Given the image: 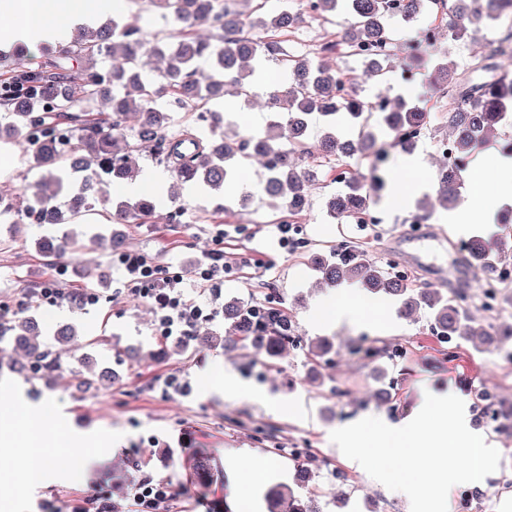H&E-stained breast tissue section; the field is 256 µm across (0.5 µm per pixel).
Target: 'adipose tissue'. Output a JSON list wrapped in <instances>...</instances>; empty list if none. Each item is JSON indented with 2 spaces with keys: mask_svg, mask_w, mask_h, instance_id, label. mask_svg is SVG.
Returning <instances> with one entry per match:
<instances>
[{
  "mask_svg": "<svg viewBox=\"0 0 512 512\" xmlns=\"http://www.w3.org/2000/svg\"><path fill=\"white\" fill-rule=\"evenodd\" d=\"M115 7L114 0H0V50L22 46L37 50L48 45H66L78 28L96 26L102 15ZM494 173L485 170L484 157H477L468 173V205L448 217L460 226L489 220L493 212L512 205V157L497 156ZM0 487L31 489L56 478L74 476L59 457V448L77 450L92 459L100 448L111 446L112 438L101 432L93 436L60 428L49 433L44 425L58 421L50 404L30 405L20 387L12 381L0 386ZM14 460V467L2 466V459Z\"/></svg>",
  "mask_w": 512,
  "mask_h": 512,
  "instance_id": "ef3b65f1",
  "label": "adipose tissue"
}]
</instances>
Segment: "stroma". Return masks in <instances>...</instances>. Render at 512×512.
Masks as SVG:
<instances>
[{"label":"stroma","mask_w":512,"mask_h":512,"mask_svg":"<svg viewBox=\"0 0 512 512\" xmlns=\"http://www.w3.org/2000/svg\"><path fill=\"white\" fill-rule=\"evenodd\" d=\"M341 36L336 22L310 18L302 32L286 33L280 41L285 55L312 58L323 43L340 41ZM263 177L259 165L241 174L239 185L252 194L244 206L225 202L215 192L181 193L166 199L167 209L176 214L170 224L113 226L108 207L102 205L82 218L97 231L113 228L126 237L129 248L182 272L187 299L215 313L214 319L199 321L191 337L158 334L152 303L121 292L122 272L113 265L108 249L96 247L78 260L68 254L46 256L36 249V239L61 236L62 227L23 224L15 230L0 224V316H34L42 327V345L59 353L62 360L60 373L48 381L28 382V392L61 407L71 426L106 429L112 434L111 447L96 460L85 461L77 453L70 456L67 464L77 472L72 481H50L16 491L9 512H73L75 504L88 496L96 497L98 506H112L114 512H133L130 485L145 476L171 487L172 512H260L266 486L293 481L297 462L288 458L290 448L301 449L309 457L312 475L300 492L312 498L321 512H411L404 493L389 490L352 466L330 434L368 416L398 422L422 406L429 392L460 397L468 428L503 452L496 472L479 483L452 487L448 512H461V495L466 491L482 495L481 512H512V487H505L501 479L502 473L512 474V434L495 432L475 399L476 389L487 388L498 400L511 404L512 368L492 358L476 338L448 354L429 332V319L404 316L394 300L383 303L380 328L368 321L351 325L319 321L318 304L335 297L339 288L318 283L309 267L311 254L326 255L350 241L368 260L408 268L417 286L443 293L458 288L471 294L478 282L467 279L457 245L476 235H500L507 246L496 250L494 257L498 265L512 266V221L470 224L460 230L449 224L447 211L438 209L417 231L409 222L416 214L414 204L390 209L379 199L375 207L383 211L385 223L361 232L356 225L329 217L326 200L342 186L322 178L297 223L301 244L289 252L277 243L276 225L260 192ZM223 203L228 204V212L216 213V206ZM219 229L224 232L226 258L237 265L233 276L224 281V298L285 309L295 335L303 341L319 336L331 339L339 351L332 366H315L306 352L291 349L272 368L263 353L251 348L197 345L196 336L228 333L222 305L212 304L208 290L192 277L194 265L212 248ZM102 274L107 277L103 284L98 281ZM51 279L60 297L31 301V292L40 291ZM75 288L95 289L98 302L91 306L64 300V293ZM64 323L76 328L80 349L58 343L55 330ZM361 337L388 346L403 345L405 353L368 364L343 355L344 346ZM86 356L98 368L112 371L111 385L77 389L75 374ZM217 365L234 372L244 384L263 390L265 400L227 396L204 387L202 372ZM173 377L189 383L188 394L169 387ZM277 403L287 404V414L274 411ZM270 426L276 430L272 440L263 435ZM202 451L223 468V479L199 478L195 462ZM254 462L260 463L264 477L252 486L243 508L236 500L238 472ZM337 470L345 474V481L333 479Z\"/></svg>","instance_id":"obj_1"}]
</instances>
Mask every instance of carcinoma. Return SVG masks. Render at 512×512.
<instances>
[{"instance_id":"1","label":"carcinoma","mask_w":512,"mask_h":512,"mask_svg":"<svg viewBox=\"0 0 512 512\" xmlns=\"http://www.w3.org/2000/svg\"><path fill=\"white\" fill-rule=\"evenodd\" d=\"M149 3L170 24L169 36L163 41L114 18L110 27L77 30L72 46L89 60L84 67L75 69L58 62L48 71L4 75L31 88V94L0 96V103L8 108L6 122L0 121V140L29 145L28 162L44 174L31 187L30 202L23 210L16 205V196L0 191V217L19 212L20 224L26 220L71 224L95 204L107 203L108 198L97 188L68 192L59 166L66 163L73 171L85 173L84 179L104 186L117 184L137 177V155L142 149L153 151L171 167L172 194L186 183L223 191L235 182L244 162L271 158L263 194L273 210L293 216L303 213L316 182L315 170L301 162L321 155L346 174L343 191L327 201L328 215L333 219L356 216L371 208L383 187L375 160L388 148L413 152L415 146L401 140L402 132L423 129L428 123L427 113L402 98L375 122L371 98L359 93V86L369 84L385 94L391 69L399 65L405 72L410 70L391 37L388 22L394 18L412 24L430 9L435 17L448 19V41L452 42L507 18L503 0H454L452 5L449 0H404L396 17L389 14L388 0H308L306 10L311 17L334 16L345 28L347 54L362 64L360 72L347 74L326 61V56L336 52L335 42L325 44L315 61L282 58L277 34L296 26L302 15L281 12L272 16L265 11V0H256L247 22L238 10L224 9V0ZM201 28L216 31V38H200ZM102 52L112 55V67L90 62ZM508 52L512 53V43L504 38L469 70L459 73L452 65L440 64L432 74L448 142L458 161V166L444 164L435 173L436 199L446 210L458 200L460 166L481 141L512 122V77L494 63ZM146 55L162 59L159 78L147 79L137 71ZM201 61L208 63V68H199ZM272 62L285 65L289 77L288 82L265 90L269 120L263 133L232 141L222 134L208 139L194 133L168 137L172 104L196 108L201 102L224 97L229 87L249 106L257 97L256 71ZM99 97L108 100V110L93 108ZM314 117L327 127L317 146L307 140L309 121ZM351 156L370 162V177L343 162ZM170 218L151 195L112 204L114 224H157ZM37 247L44 254L69 252L76 257L85 244L68 231L58 239H39ZM461 259L479 273L494 267L491 247L481 236L461 245ZM312 267L328 284L357 283L374 299L399 301L404 315L422 313L458 342L476 332L464 293L414 287L390 269L366 260L352 245H342L329 257L313 256ZM224 319L241 347H252L272 362L282 358L294 340L288 312L274 306L254 316L237 300H226ZM38 335V325L30 317L16 316L0 323V339L9 338L26 348V361L20 367L24 377L49 380L61 370L62 362L59 354L37 341ZM306 348L311 360L330 361V340L317 339ZM81 364L79 388L112 382V372L96 371L89 358ZM263 501L265 512H319L310 500L281 483L267 487Z\"/></svg>"}]
</instances>
